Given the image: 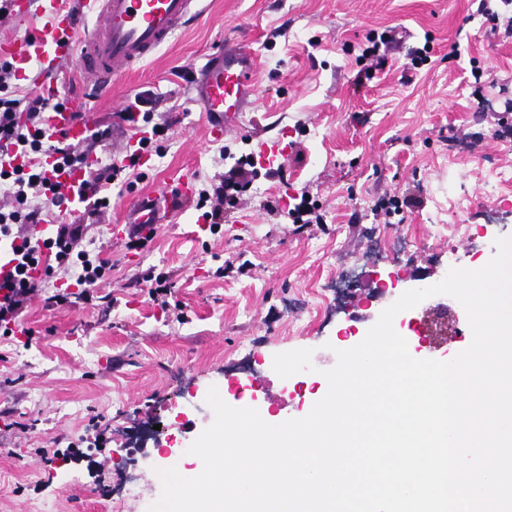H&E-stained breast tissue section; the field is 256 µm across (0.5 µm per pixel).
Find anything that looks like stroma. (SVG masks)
Here are the masks:
<instances>
[{
  "instance_id": "stroma-1",
  "label": "stroma",
  "mask_w": 512,
  "mask_h": 512,
  "mask_svg": "<svg viewBox=\"0 0 512 512\" xmlns=\"http://www.w3.org/2000/svg\"><path fill=\"white\" fill-rule=\"evenodd\" d=\"M479 0H208L205 14L152 56L94 92L70 60L56 79L31 62L24 84L84 96L93 121L111 124L106 149L119 158L126 136L116 110L151 90L155 120L170 138L139 179L112 186V206L92 223L94 249L112 261L100 287L114 306L33 303L25 334L0 335V512H148L161 494L158 469L186 458L214 415L210 387L230 406L304 416L348 334L366 336L404 292L441 281L453 268L487 263L512 237V186L495 207L483 194L495 168L512 169V38L496 31ZM399 27L405 38L365 75L369 32ZM229 40L253 48L257 93L237 129L213 140L189 94L192 68ZM429 46L411 68L409 53ZM500 120L502 138L487 137ZM285 137L281 175L256 179L227 210L218 232H195L197 204L162 225L145 248L111 239L133 196L175 175L202 189L222 166ZM309 190L324 221L297 229L288 204ZM422 199L390 218L384 193ZM414 239L399 263L384 240ZM171 275L167 305L140 279ZM415 352L445 360L462 349L468 319L448 295L399 313ZM312 350L311 370L280 378L276 354ZM28 431H20L19 423ZM101 435L108 460H45L41 448L83 433Z\"/></svg>"
}]
</instances>
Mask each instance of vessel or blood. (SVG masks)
I'll return each mask as SVG.
<instances>
[{
  "mask_svg": "<svg viewBox=\"0 0 512 512\" xmlns=\"http://www.w3.org/2000/svg\"><path fill=\"white\" fill-rule=\"evenodd\" d=\"M45 2L48 22L33 37L1 40L0 58L21 69L35 61L44 71L55 72L76 56L86 81L104 89L152 55L179 27L201 17L205 0H98L99 23L84 32L76 26L72 0ZM191 86L196 102L209 115L211 137L221 139L255 95L252 51L237 41L227 44L195 68ZM48 125L80 145L90 129L88 109L82 103H66L50 113ZM193 193L192 180L182 175L176 179L175 191L163 187L134 196L123 219L112 226V238L123 239L135 224L159 230L164 214Z\"/></svg>",
  "mask_w": 512,
  "mask_h": 512,
  "instance_id": "obj_1",
  "label": "vessel or blood"
}]
</instances>
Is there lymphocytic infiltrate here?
<instances>
[{"instance_id":"obj_1","label":"lymphocytic infiltrate","mask_w":512,"mask_h":512,"mask_svg":"<svg viewBox=\"0 0 512 512\" xmlns=\"http://www.w3.org/2000/svg\"><path fill=\"white\" fill-rule=\"evenodd\" d=\"M16 79L13 63L1 61L0 146L16 148L29 160L25 167L0 163V194L6 198L0 205V238L11 241L16 259L12 271L0 280V334L5 336L13 335L34 299H41L49 311L70 304L75 295L57 287L59 276H73L80 288L76 296L88 303L96 299L97 286L112 269L110 259L84 247L89 225L58 221L50 224L49 237H37V228L48 224L49 214L69 205L61 187L45 178L42 158H53L56 168L82 172L83 196L96 213L110 204L109 185L123 170H135L139 163L135 154L129 155L124 167L98 155V148L112 135L111 127L92 130L78 146L64 133L48 131L44 118L55 106L53 98L35 87L20 92ZM251 163V157L241 158L200 191V203L210 206L206 217L213 228H220L225 210L237 205L238 192L249 185Z\"/></svg>"}]
</instances>
